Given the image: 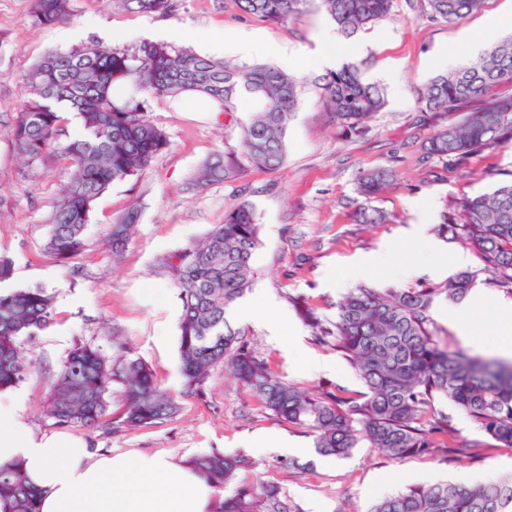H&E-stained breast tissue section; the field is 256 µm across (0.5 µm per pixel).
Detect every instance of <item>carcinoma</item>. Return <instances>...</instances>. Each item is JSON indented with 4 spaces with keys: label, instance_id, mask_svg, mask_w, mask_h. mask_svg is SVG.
<instances>
[{
    "label": "carcinoma",
    "instance_id": "carcinoma-1",
    "mask_svg": "<svg viewBox=\"0 0 512 512\" xmlns=\"http://www.w3.org/2000/svg\"><path fill=\"white\" fill-rule=\"evenodd\" d=\"M134 12L168 16L174 0H121ZM244 12L286 22L313 6L345 36L391 16L395 0H240ZM484 0H408L411 9L435 22L462 19L482 8ZM36 20L57 25L70 20V0H32ZM512 85V37L502 39L468 66L440 74L418 94L416 109L461 118L433 131L424 156L442 165L461 166L474 155L512 137V97L486 95L489 87ZM30 98L10 131L14 148L29 163L49 156L70 163L72 172L48 218L46 250L67 263L84 251V231L96 201L113 184L147 169L170 141L144 112L148 96L176 98L199 94L228 116L234 101L253 102L243 125L242 153L247 163L274 171L283 164L286 136L299 99V80L268 64L235 67L192 50L159 42L138 46L89 44L47 52L28 74ZM322 100L334 114L336 128L361 135L386 106L383 88L368 83L360 67L347 63L323 77ZM65 103L80 118L82 133H66ZM240 162L218 155L202 163L189 179L201 192L216 182H234ZM391 171L359 174L355 220L388 224L390 215L373 206L390 187ZM437 234L476 252L479 270H462L442 286L379 289L359 284L337 306L336 320L322 318L308 301L292 299L303 321L322 344L333 347L359 377L363 391L340 394L323 389L307 393L284 381L242 340L227 319L230 307L249 288L253 258L260 244L253 206L242 202L224 223L199 243L168 255L161 267L179 290V356L183 394L205 387L211 371L230 368L261 405L314 437L324 456L344 458L364 445L391 460L423 456L448 448L471 456L489 444L512 448V365L449 351L437 343L430 318L432 298L467 296L485 272L500 288L512 291V181L493 191L458 200L440 214ZM140 213L127 211L109 232L112 252L131 238ZM53 320L52 296L42 289L0 292V391L14 387L29 373L17 349L19 336H34ZM123 388L124 406L112 421L121 432L172 417L178 403L165 393L147 364L121 354L109 359L79 345L71 350L52 381L45 411L56 424L91 427L108 409L111 384ZM443 397L466 412L483 439L447 445L446 416L434 410ZM248 465L241 456L212 452L191 466L222 491ZM40 492L31 486L18 462L0 465V512H40ZM215 512H299L267 485L262 497L242 487L220 500ZM370 512H512V475L490 477L469 486L455 481L426 483L377 500Z\"/></svg>",
    "mask_w": 512,
    "mask_h": 512
}]
</instances>
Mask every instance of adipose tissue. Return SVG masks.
Listing matches in <instances>:
<instances>
[{
    "instance_id": "ef3b65f1",
    "label": "adipose tissue",
    "mask_w": 512,
    "mask_h": 512,
    "mask_svg": "<svg viewBox=\"0 0 512 512\" xmlns=\"http://www.w3.org/2000/svg\"><path fill=\"white\" fill-rule=\"evenodd\" d=\"M21 462L40 512H211L214 488L158 453L100 454L71 434L35 435L0 402V464Z\"/></svg>"
}]
</instances>
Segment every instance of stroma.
Instances as JSON below:
<instances>
[{
    "instance_id": "1",
    "label": "stroma",
    "mask_w": 512,
    "mask_h": 512,
    "mask_svg": "<svg viewBox=\"0 0 512 512\" xmlns=\"http://www.w3.org/2000/svg\"><path fill=\"white\" fill-rule=\"evenodd\" d=\"M70 5L69 23L43 26L32 14L31 0H0V255L13 260L5 286L42 288L54 299L52 325L18 339L23 356L36 363V372L0 392V399L13 403L33 433H62V426L46 416L44 401L69 352L78 345L98 348L109 357L125 350L149 365L161 389L177 399V413L147 427L112 433L109 421L122 411L121 386L116 383L109 395L108 423L76 428V435L98 452H161L181 464L213 451L243 454L251 464L237 471L234 485L256 491L277 486L299 512H368L375 500L414 484L455 481L465 473L485 478L512 474V448H490L455 460L434 453L394 462L366 447L353 449L344 459L319 455L312 435L263 409L249 388L222 367L212 371L203 393L183 397L181 302L158 265L161 257L223 223L235 205L250 203L260 224L254 281L229 310L228 321L289 383L310 392L360 391L354 371L333 348L315 340L291 299H310L331 318L357 284L380 289L441 285L457 273L455 259L462 253L468 268H480L475 252H464L438 236L434 227L444 205L512 180V139L461 168L423 162L421 144L441 122L417 112L415 103L419 90L444 73L439 63L443 51L453 52L457 68L507 37V30L493 27L492 21L512 12V0H486L479 12L451 23L428 22L406 0H396L393 18L351 37L314 9L275 23L243 12L238 0H175L174 11L165 18L126 11L117 0H71ZM150 30L170 33L171 45L205 56L214 40L231 43L256 36L287 50L292 59L288 71L301 82L298 109L287 132V158L277 170L247 166L237 181L217 182L198 194L188 191L190 173L203 162L239 153L251 101L238 97L236 114L228 119L198 96L149 99L146 114L165 130L169 148L142 175L115 183L96 202L82 255L61 263L44 245L52 203L70 168L52 157L26 166L10 137L29 97L26 76L47 51L89 42L136 46ZM475 30L484 37L473 44L467 35ZM334 44L354 47L349 62L361 65L364 78L386 92L384 111L361 136L340 135L316 84L325 70L315 57ZM378 167L394 173L392 186L378 203L393 221L356 223V177ZM131 208L141 213L136 231L122 251L111 253L110 226ZM416 225L421 228L417 236L411 233ZM430 249L445 274L425 268L413 278L398 279L377 262L385 254L391 263L409 264ZM511 296L493 282L478 281L470 295L466 337L441 315L450 301L435 297L430 314L441 346L492 356V349H477L474 339L491 332L496 303ZM284 438L301 448V455L285 453L280 447Z\"/></svg>"
}]
</instances>
